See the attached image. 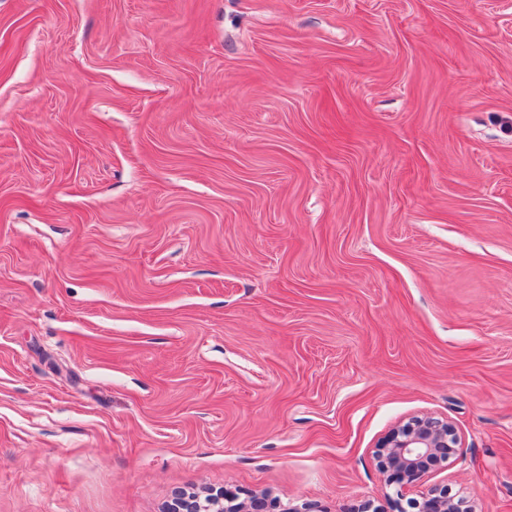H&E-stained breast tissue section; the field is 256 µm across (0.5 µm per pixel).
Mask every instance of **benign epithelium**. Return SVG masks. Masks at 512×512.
<instances>
[{"mask_svg": "<svg viewBox=\"0 0 512 512\" xmlns=\"http://www.w3.org/2000/svg\"><path fill=\"white\" fill-rule=\"evenodd\" d=\"M461 439L452 424L431 416H415L395 426L376 450L379 468L387 484L418 482L433 466L457 454ZM416 512H472L462 501H448V490L429 488L420 499L410 502ZM309 506L281 505L266 493L241 500L222 492L203 500L177 494L167 512H305Z\"/></svg>", "mask_w": 512, "mask_h": 512, "instance_id": "obj_1", "label": "benign epithelium"}]
</instances>
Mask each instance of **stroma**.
<instances>
[{
  "mask_svg": "<svg viewBox=\"0 0 512 512\" xmlns=\"http://www.w3.org/2000/svg\"><path fill=\"white\" fill-rule=\"evenodd\" d=\"M432 486L512 512V0H0V512ZM461 439L448 421L415 416L395 426L376 450L387 484L418 482L432 467L457 454Z\"/></svg>",
  "mask_w": 512,
  "mask_h": 512,
  "instance_id": "35a3bbf8",
  "label": "stroma"
}]
</instances>
